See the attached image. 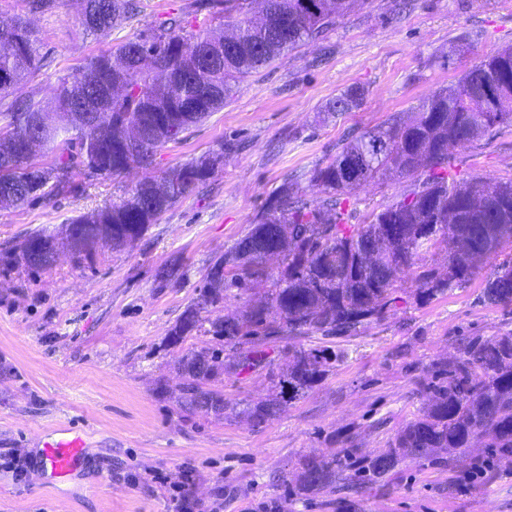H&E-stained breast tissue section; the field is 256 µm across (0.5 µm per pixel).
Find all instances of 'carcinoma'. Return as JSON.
Wrapping results in <instances>:
<instances>
[{
  "mask_svg": "<svg viewBox=\"0 0 512 512\" xmlns=\"http://www.w3.org/2000/svg\"><path fill=\"white\" fill-rule=\"evenodd\" d=\"M357 0H196L210 22L188 30L183 17L137 33L108 52L92 56L57 87L52 109L92 119L78 126L49 124L38 130L41 147L55 150L42 166L20 155L18 141L29 120L45 112L21 101L0 127V208L71 192L75 170L119 176L137 167L144 176L133 193L110 207L73 220L67 245L79 257L98 248L120 250L141 238L179 198L205 183L216 159L192 160L157 180L156 151L178 143L191 127L224 106L240 81L319 39L347 15ZM130 19L129 0H85L83 24L98 34ZM40 65L35 42L19 26H0V93ZM365 88L352 86L328 103L326 118L358 108ZM512 126V45L480 59L457 81L438 89L410 119L392 117L345 143L336 157L311 172L323 188L316 205L300 185L284 182L249 231L210 262L205 284L167 336L184 353L176 360L179 384L165 391L185 410L214 408L254 427L267 424L289 402L321 382L346 357L341 348L291 346L281 362L266 347L276 339L320 333L346 335L380 320L396 303L395 285L419 254L437 244L448 250L444 272L416 276L414 298L427 302L470 282L507 242H512V180L448 178L449 149L464 147L489 130ZM393 170L406 179L395 201L359 224L344 219L353 191ZM57 235L37 229L14 253L15 263L49 266ZM274 256L278 274L265 258ZM264 297L236 316L206 314L226 292ZM482 296L494 306L512 303V258L483 279ZM210 328H204V324ZM212 336L211 346L184 348L195 332ZM263 373L274 394L258 403L231 404L218 387L226 374ZM428 403L403 427L392 448L355 470L364 481L383 478L402 458L466 454L478 440L512 463V332L471 340L453 361L423 384ZM347 460L308 456L296 484L315 491L346 479Z\"/></svg>",
  "mask_w": 512,
  "mask_h": 512,
  "instance_id": "1",
  "label": "carcinoma"
}]
</instances>
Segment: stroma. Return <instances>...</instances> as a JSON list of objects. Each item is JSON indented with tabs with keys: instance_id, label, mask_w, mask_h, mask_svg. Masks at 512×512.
Segmentation results:
<instances>
[{
	"instance_id": "obj_1",
	"label": "stroma",
	"mask_w": 512,
	"mask_h": 512,
	"mask_svg": "<svg viewBox=\"0 0 512 512\" xmlns=\"http://www.w3.org/2000/svg\"><path fill=\"white\" fill-rule=\"evenodd\" d=\"M396 2L357 0L321 40L248 75L223 108L160 147L159 176L196 158L220 160L206 184L141 239L79 263L64 250L37 270L0 262V512H173L185 472L190 498L212 512H262L266 504L279 512H512V470L485 473L488 451L480 446L454 461L403 460L377 483L350 478L331 490L290 492L305 456L384 452L420 414L421 384L437 362L452 360L464 339L512 332V305L485 303L481 280L423 304L411 298L412 278L399 280L400 300L381 321L339 339L348 358L262 427L182 410L160 391L161 381H178L170 329L196 302L211 260L248 231L285 180L300 177L307 199L319 202L310 173L349 134L411 115L480 58L512 44V0ZM136 5L124 26L94 35L82 25L81 0H54L44 13L30 12L25 0H0V21H23L42 59L0 93V126L15 102L50 103L62 79L133 33L175 14L197 25L191 0ZM463 29L472 35L469 52L448 56ZM357 85L368 91L363 104L325 120V106ZM229 139L243 150L221 154ZM449 155L455 179L511 180L512 126ZM142 176L138 168L116 178L81 171L68 195L0 209V255L31 231L61 232L77 216L127 198ZM405 185L391 174L357 188L352 223ZM176 259L183 276L159 282L157 270ZM69 425L87 450L60 481L38 460L44 442ZM12 453L26 461L23 477L4 466Z\"/></svg>"
}]
</instances>
